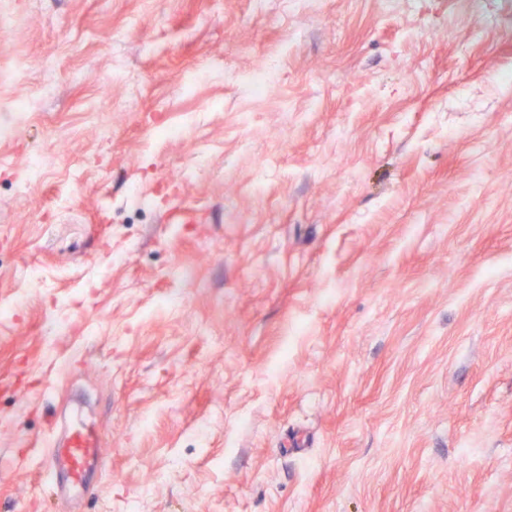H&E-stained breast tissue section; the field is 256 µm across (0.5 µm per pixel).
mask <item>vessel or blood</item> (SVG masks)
Segmentation results:
<instances>
[{
  "label": "vessel or blood",
  "mask_w": 512,
  "mask_h": 512,
  "mask_svg": "<svg viewBox=\"0 0 512 512\" xmlns=\"http://www.w3.org/2000/svg\"><path fill=\"white\" fill-rule=\"evenodd\" d=\"M51 489L59 502H70L100 476L106 460L93 429L78 422L66 442L52 440L45 457Z\"/></svg>",
  "instance_id": "vessel-or-blood-1"
}]
</instances>
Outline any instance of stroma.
Returning <instances> with one entry per match:
<instances>
[{
    "mask_svg": "<svg viewBox=\"0 0 512 512\" xmlns=\"http://www.w3.org/2000/svg\"><path fill=\"white\" fill-rule=\"evenodd\" d=\"M509 70L512 0H0V512L78 401L83 512H512Z\"/></svg>",
    "mask_w": 512,
    "mask_h": 512,
    "instance_id": "obj_1",
    "label": "stroma"
}]
</instances>
